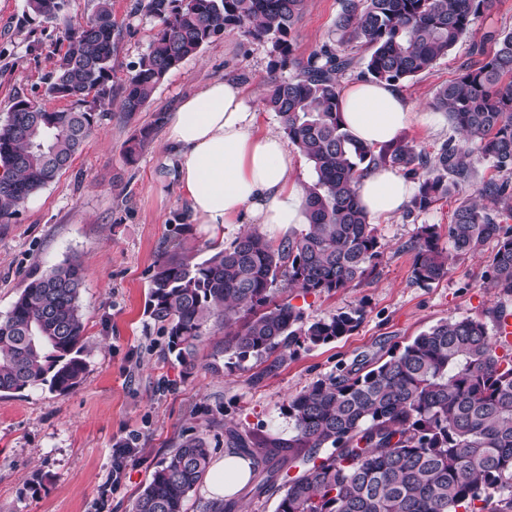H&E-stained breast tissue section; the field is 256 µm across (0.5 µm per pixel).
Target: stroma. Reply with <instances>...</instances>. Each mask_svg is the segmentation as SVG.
<instances>
[{
  "mask_svg": "<svg viewBox=\"0 0 512 512\" xmlns=\"http://www.w3.org/2000/svg\"><path fill=\"white\" fill-rule=\"evenodd\" d=\"M96 4L65 0L58 19L48 21L29 11L26 0H0V121L17 97L61 108V100L48 97L46 78L66 49L67 24L91 16ZM339 10V0H306L297 56H308L326 40ZM112 18L120 36L111 93L97 107V131L54 182L0 220V318L31 278L79 258L87 362L82 382L68 393L39 386L0 395V512H132L183 435L205 436L216 460L226 453L228 422L243 432L262 429L288 438L289 397L338 367L378 360L439 321L480 316L502 301L512 309V298L500 299L484 284L490 243L480 254L449 258L439 282L423 286L411 277L412 256L404 244L421 225L447 228L456 207L475 195L476 183L461 182L426 212L404 210L378 220L383 254L364 280L330 295L291 292V304L311 318L363 309L353 334L323 346L291 347L276 361L249 359L229 367L224 330L216 327L198 347L195 373L185 374L149 316L148 285L164 254L207 258L210 234L190 222L161 163L163 127L155 119L207 82L231 78L247 86L262 129L281 132L278 117L263 105L269 49L239 32L225 34L172 70L151 101L130 116L119 108L122 87L146 53L157 21L141 0H112ZM504 28H512V0H496L470 38L404 84L415 110H430L437 88L471 60L473 41ZM146 127L152 133L145 147L127 162L129 139ZM130 437L134 452L125 475L120 485L105 489L113 451Z\"/></svg>",
  "mask_w": 512,
  "mask_h": 512,
  "instance_id": "1",
  "label": "stroma"
}]
</instances>
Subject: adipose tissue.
<instances>
[{
	"label": "adipose tissue",
	"mask_w": 512,
	"mask_h": 512,
	"mask_svg": "<svg viewBox=\"0 0 512 512\" xmlns=\"http://www.w3.org/2000/svg\"><path fill=\"white\" fill-rule=\"evenodd\" d=\"M342 118L359 142L379 147L407 126L428 124L432 115L414 111L397 86L359 81L343 88ZM164 162L174 171L191 223L207 225L224 239L228 224L298 227L304 224V189L296 160L279 134L262 130L243 85L217 79L185 99L165 119ZM370 219L401 212L414 194L397 169L377 166L356 186ZM249 461L227 455L214 462L206 487L230 497L250 477Z\"/></svg>",
	"instance_id": "ef3b65f1"
}]
</instances>
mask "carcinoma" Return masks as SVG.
I'll return each instance as SVG.
<instances>
[{
	"label": "carcinoma",
	"instance_id": "obj_1",
	"mask_svg": "<svg viewBox=\"0 0 512 512\" xmlns=\"http://www.w3.org/2000/svg\"><path fill=\"white\" fill-rule=\"evenodd\" d=\"M306 0H143L158 20L148 51L128 77L121 111L132 115L166 76L202 47L239 31L269 46L264 106L279 118L288 146L310 164L307 223L274 243L257 230L209 245L207 258L173 252L150 281V317L168 336L185 372L211 328L224 326V353L262 360L294 345L318 346L353 333L364 311L311 319L280 298L286 290L335 293L371 275L382 255L376 225L356 193L361 176L391 165L418 183L409 211L425 212L450 187L474 177L478 154L500 173L461 203L448 232L421 226L403 249L412 278L430 285L448 274V252L474 255L489 241L485 279L512 296V29L473 45L481 59L441 85L431 107L455 131L432 154L405 140L375 149L344 127L339 77L402 85L430 70L472 31L494 0H339L327 39L307 57L295 55L296 26ZM64 0H28L47 20ZM119 31L112 0H97L84 23L66 30V52L46 94L70 107L47 108L16 97L0 124V218L53 182L96 126L93 89L110 94ZM355 52H347V48ZM292 66L286 78L277 70ZM74 258L31 279L0 320V393L44 385L65 393L86 372ZM287 440L224 426L229 453L257 461L249 486L260 499L284 490L276 512H512V358L496 353L481 317L441 321L379 363L344 367L288 400ZM211 452L196 434L181 440L156 469L133 512H186L189 493L206 477Z\"/></svg>",
	"mask_w": 512,
	"mask_h": 512
}]
</instances>
